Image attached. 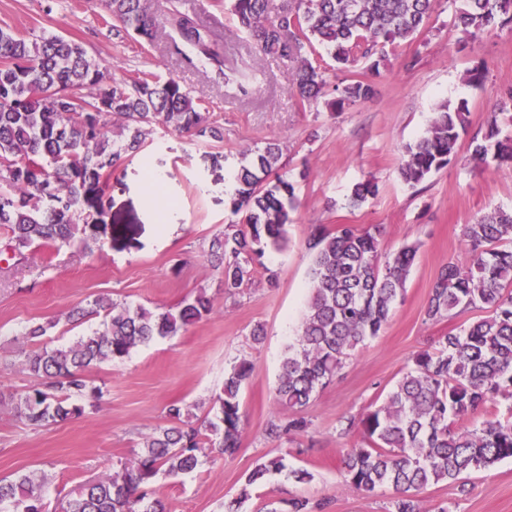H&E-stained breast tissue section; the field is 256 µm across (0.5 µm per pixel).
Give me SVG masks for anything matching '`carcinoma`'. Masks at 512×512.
<instances>
[{
	"instance_id": "carcinoma-1",
	"label": "carcinoma",
	"mask_w": 512,
	"mask_h": 512,
	"mask_svg": "<svg viewBox=\"0 0 512 512\" xmlns=\"http://www.w3.org/2000/svg\"><path fill=\"white\" fill-rule=\"evenodd\" d=\"M112 17V28L153 45L169 38L190 64L224 65V45L202 27L195 15L170 4L152 9L150 0H99ZM237 30L255 57L288 61L289 92L311 102L325 94L326 79L310 55L316 46L330 51L337 68L359 61L379 71L378 49L421 34L431 17L432 0H224ZM512 24V0H462L452 15L459 42L481 40L496 28ZM107 78L105 65L81 44L61 35L26 38L0 27V229L6 250L17 263L35 246L55 251L79 247L101 249L87 233L85 207L103 195L123 152H138L157 131L185 134L193 141H224V131L210 112L180 83ZM47 95L35 98L33 84ZM99 93L80 111L64 109L61 98L84 87ZM375 93L367 79H345L333 89L331 109L365 101ZM466 100L444 102L424 135L404 147L400 175L416 186L456 160L468 135ZM474 169L494 160L512 166V134H502L492 116L482 137L469 144ZM282 150L269 142L250 165L233 176L234 212L242 224H227L212 239L207 253L232 294L251 280L254 265L266 251L288 244L291 212L296 207L293 182L283 172ZM378 194L371 180L354 184L349 206H360ZM381 229L339 224L330 231L310 226L305 246L312 258V285L295 341L288 345L276 387V405L288 413L269 426L278 438L308 428L302 411L322 390L358 345L380 335L403 295L418 252L415 243L384 254ZM466 259L443 265L431 288L425 315L440 321L470 308L488 315L443 337L433 351L412 359L385 400L360 421L349 419L344 430L359 425L363 444L341 458L340 487L373 492L388 487L396 497L393 512H419L410 492L430 484L456 481L464 473L485 470L512 456V420L491 417L474 429L456 421L496 398H512V209H495L463 227ZM215 303L199 291L162 312L95 297L71 309L67 319L103 315V329L74 341H43L58 321L29 326L21 350L28 372L41 382L14 399V414L33 429L84 413L85 403L101 389L85 371L120 361L156 338L177 336L211 315ZM253 365L241 360L224 376L223 393L213 416L193 422L177 402L168 406L170 425L145 439L144 451L110 477L82 485L59 503L57 512H168L159 498L146 500L140 487L159 473L191 474L200 452L211 448L226 457L240 447V391ZM286 473L301 482L305 469H291L276 456L257 465L247 485L259 486L271 474ZM43 477L16 472L0 477V512H47Z\"/></svg>"
}]
</instances>
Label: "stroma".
<instances>
[{"mask_svg": "<svg viewBox=\"0 0 512 512\" xmlns=\"http://www.w3.org/2000/svg\"><path fill=\"white\" fill-rule=\"evenodd\" d=\"M224 42L236 70L190 65L170 44L152 46L112 32V21L96 0H0V26L26 37L56 33L80 43L101 60L112 77L174 78L209 110L224 130L220 144L195 145L185 136L160 134L141 152L123 155L99 207L103 249L52 252L33 248L26 267L6 269L0 261V477L16 471L46 478L45 499L57 505L81 483L120 471L141 453L145 437L166 426V407L177 401L204 417L224 386V373L240 359L254 365L240 392L243 425L238 453L221 458L203 453L189 476L158 475L149 496L165 500L169 512H225V503L248 491L242 512H262L268 500L299 497L321 504V512H389L391 492L365 493L339 485V458L363 441L361 430L341 423L382 402L413 356L438 347L443 336L484 317L470 309L438 322L424 310L433 282L448 260H464L462 227L497 208H512V168L474 170L468 143L458 157L426 181L409 186L399 167L406 144L426 131L437 105L467 100L470 132L483 129L504 92L512 89V29L487 34L458 49L450 30L453 8L438 0L427 28L411 41L385 47L371 99L331 111L324 102L306 103L288 93V64L268 59L255 65L224 0H178ZM485 64L482 86L467 84L468 70ZM256 72L249 94L239 90L242 74ZM278 141L282 162L296 187L290 240L285 250L266 253L245 288L225 294L222 276L206 260L209 244L224 225L238 223L226 185L243 164L246 150ZM166 176L169 197L178 200L168 227L141 175ZM373 179L376 197L352 208L353 185ZM355 224L381 229V250L391 254L406 242L419 251L403 296L376 338L346 360L332 382L302 415L306 432L269 438L279 420L275 387L285 346L296 337L310 288L311 258L304 242L308 227ZM276 282H269L268 271ZM216 304L213 314L186 332L133 351L128 358L90 368L89 379L103 394L83 416L41 429L23 425L9 400L36 380L25 369L16 340L34 322L57 320L50 339L66 343L100 325L93 318L71 326L60 317L97 295L149 308L176 305L197 289ZM262 324L265 337L250 331ZM274 456L307 470V481L282 475L246 488L247 475ZM421 512H512V458L490 468L416 491Z\"/></svg>", "mask_w": 512, "mask_h": 512, "instance_id": "35a3bbf8", "label": "stroma"}]
</instances>
